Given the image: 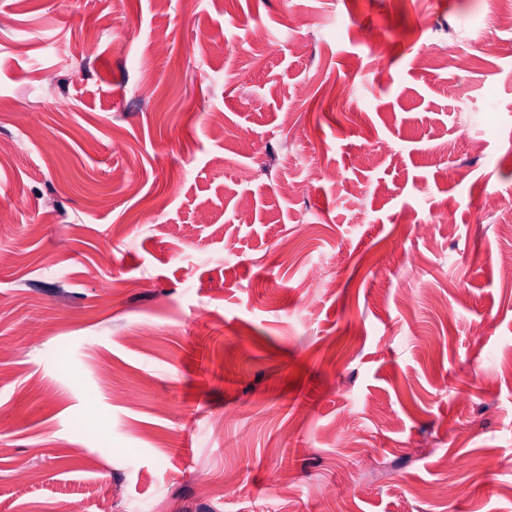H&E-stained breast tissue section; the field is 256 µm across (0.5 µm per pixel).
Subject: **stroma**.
<instances>
[{
	"label": "stroma",
	"instance_id": "stroma-1",
	"mask_svg": "<svg viewBox=\"0 0 512 512\" xmlns=\"http://www.w3.org/2000/svg\"><path fill=\"white\" fill-rule=\"evenodd\" d=\"M496 4L0 0V512H512Z\"/></svg>",
	"mask_w": 512,
	"mask_h": 512
}]
</instances>
